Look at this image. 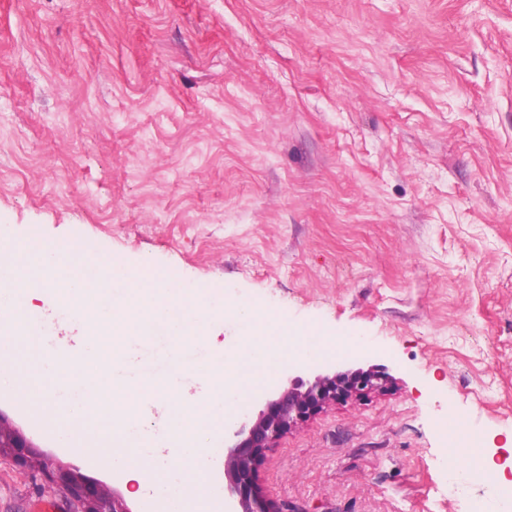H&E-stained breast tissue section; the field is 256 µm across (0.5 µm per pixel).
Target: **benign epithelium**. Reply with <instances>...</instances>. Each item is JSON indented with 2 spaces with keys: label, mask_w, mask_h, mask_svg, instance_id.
I'll use <instances>...</instances> for the list:
<instances>
[{
  "label": "benign epithelium",
  "mask_w": 512,
  "mask_h": 512,
  "mask_svg": "<svg viewBox=\"0 0 512 512\" xmlns=\"http://www.w3.org/2000/svg\"><path fill=\"white\" fill-rule=\"evenodd\" d=\"M389 384L388 374L378 369L341 370L318 374L312 380L296 376L265 401L264 409L256 417H242L224 441V474L229 478L228 489L237 505L234 512H265L253 493L254 465L280 437L339 400L380 393ZM0 447L9 449L15 462L23 467L39 458L33 441L1 414ZM42 470L67 485L81 512H131L117 492L103 496L97 485L87 482L76 470L55 474L45 461Z\"/></svg>",
  "instance_id": "obj_1"
}]
</instances>
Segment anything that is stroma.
<instances>
[{
    "mask_svg": "<svg viewBox=\"0 0 512 512\" xmlns=\"http://www.w3.org/2000/svg\"><path fill=\"white\" fill-rule=\"evenodd\" d=\"M0 230L93 244L224 297L197 355L237 350L245 301L387 392L311 417L256 462L267 512H488L512 484L449 440L512 435V0H0ZM0 412L56 469L44 398ZM76 512L0 452V512Z\"/></svg>",
    "mask_w": 512,
    "mask_h": 512,
    "instance_id": "stroma-1",
    "label": "stroma"
}]
</instances>
